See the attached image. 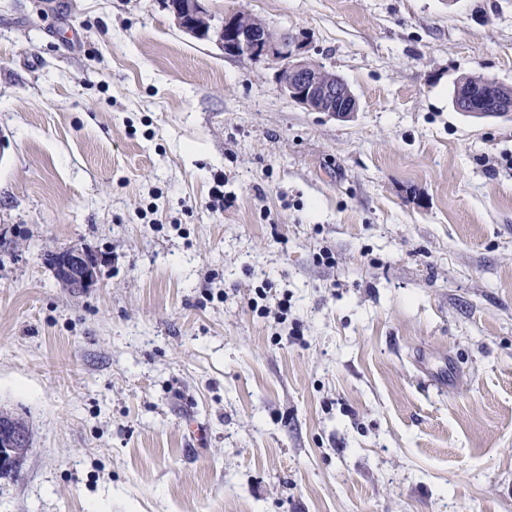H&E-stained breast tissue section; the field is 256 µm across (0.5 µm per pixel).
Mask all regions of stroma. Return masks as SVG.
Here are the masks:
<instances>
[{
	"label": "stroma",
	"mask_w": 512,
	"mask_h": 512,
	"mask_svg": "<svg viewBox=\"0 0 512 512\" xmlns=\"http://www.w3.org/2000/svg\"><path fill=\"white\" fill-rule=\"evenodd\" d=\"M212 5L358 112L162 0H0V512H512V117L452 106L512 0ZM207 2L167 0L164 6L180 32L214 42L224 55L278 63L282 92L307 110L338 119L358 112V97L348 83L313 60L303 41L288 31L271 29L248 12L218 13ZM57 278L72 288H90L97 280V262L72 247L52 254ZM28 433L29 428L27 432V427L21 419L0 414V464L2 467L10 460L17 458L16 452L26 451L27 445L31 446V437L29 433L28 441Z\"/></svg>",
	"instance_id": "35a3bbf8"
}]
</instances>
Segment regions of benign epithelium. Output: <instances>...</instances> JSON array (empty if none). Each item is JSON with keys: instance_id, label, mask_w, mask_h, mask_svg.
<instances>
[{"instance_id": "7a95c632", "label": "benign epithelium", "mask_w": 512, "mask_h": 512, "mask_svg": "<svg viewBox=\"0 0 512 512\" xmlns=\"http://www.w3.org/2000/svg\"><path fill=\"white\" fill-rule=\"evenodd\" d=\"M178 30L199 40L215 43L227 56L279 64L277 80L282 92L311 112H324L338 119L359 110V100L348 83L325 69L307 53L303 41L286 31L271 29L258 17L241 11L218 13L209 0H166ZM459 96L466 99L475 115L512 113V94L473 98V85L457 83ZM57 278L72 288H89L97 280V262L77 247L52 254ZM28 432L24 422L0 414V464L26 450Z\"/></svg>"}]
</instances>
